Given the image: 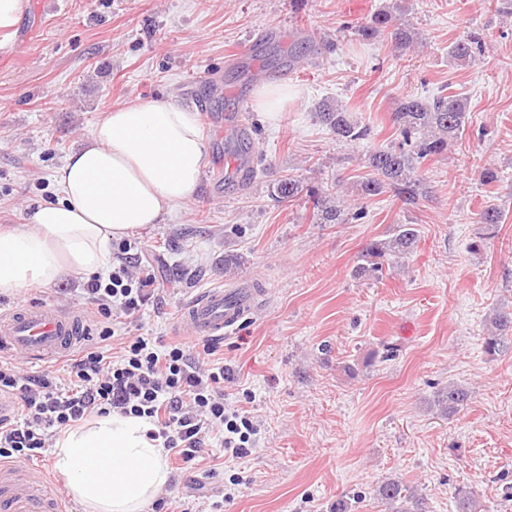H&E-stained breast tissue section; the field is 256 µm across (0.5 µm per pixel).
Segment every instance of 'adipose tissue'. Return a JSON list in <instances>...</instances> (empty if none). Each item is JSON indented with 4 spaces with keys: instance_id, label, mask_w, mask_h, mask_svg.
Masks as SVG:
<instances>
[{
    "instance_id": "adipose-tissue-1",
    "label": "adipose tissue",
    "mask_w": 512,
    "mask_h": 512,
    "mask_svg": "<svg viewBox=\"0 0 512 512\" xmlns=\"http://www.w3.org/2000/svg\"><path fill=\"white\" fill-rule=\"evenodd\" d=\"M206 152L196 114L175 96L110 107L56 170L57 199L0 229V294L67 275L107 277L114 242L164 223L195 197ZM153 429L144 418L95 416L58 434L55 470L88 512H144L170 481Z\"/></svg>"
}]
</instances>
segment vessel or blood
I'll return each mask as SVG.
<instances>
[{"label":"vessel or blood","mask_w":512,"mask_h":512,"mask_svg":"<svg viewBox=\"0 0 512 512\" xmlns=\"http://www.w3.org/2000/svg\"><path fill=\"white\" fill-rule=\"evenodd\" d=\"M256 289L248 284L216 288L194 296L183 308L185 335L223 337L257 309ZM86 328L76 312L53 305L21 304L0 313V354L25 363H42L67 353ZM0 512H66L54 473L0 462Z\"/></svg>","instance_id":"1"}]
</instances>
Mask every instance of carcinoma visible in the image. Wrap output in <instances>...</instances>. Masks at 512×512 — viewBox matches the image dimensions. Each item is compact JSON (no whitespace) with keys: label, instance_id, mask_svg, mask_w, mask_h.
<instances>
[{"label":"carcinoma","instance_id":"carcinoma-1","mask_svg":"<svg viewBox=\"0 0 512 512\" xmlns=\"http://www.w3.org/2000/svg\"><path fill=\"white\" fill-rule=\"evenodd\" d=\"M358 39L370 42L388 37L396 48L404 50L414 40V32L404 23L395 21L393 14L381 10L370 20L355 26ZM485 53L482 38L470 34L448 47V63L466 68ZM320 121L339 142L357 143L368 140L372 126L360 120L341 105L326 102L319 106ZM396 130L394 144L374 148L366 157L368 173L353 185L360 199L369 200L391 192L405 203L430 193L421 174L424 163L448 152V148L462 139L471 124L467 99L459 94H438L431 99L404 96L397 100L391 113ZM274 194L281 199L304 198L312 204V223L347 224L365 216V208L346 210L338 195V186H314L293 176L280 180ZM502 212L487 206L478 214L477 223L484 225L488 233L502 223ZM419 242V231L414 224H398L385 239L367 243L361 250L356 272L359 275L379 277L384 264L394 258L413 253ZM512 336V311H499L490 319L485 336V348L494 352L504 346ZM469 391L457 385L444 386L434 396V406L440 414L451 417L469 400ZM378 497L394 506V512H426L421 498L395 480H389L378 488Z\"/></svg>","mask_w":512,"mask_h":512}]
</instances>
